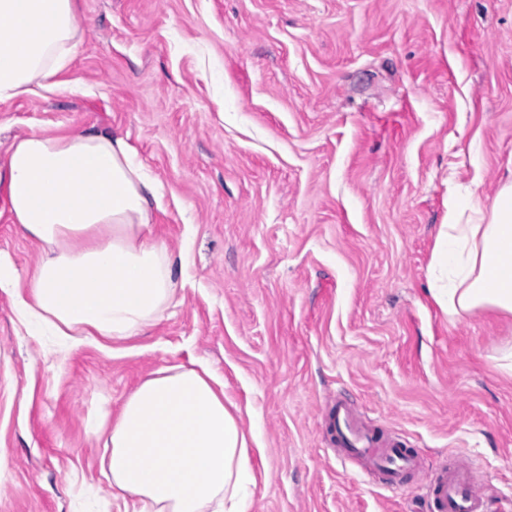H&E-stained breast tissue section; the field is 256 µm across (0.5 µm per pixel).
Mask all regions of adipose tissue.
I'll return each mask as SVG.
<instances>
[{
  "mask_svg": "<svg viewBox=\"0 0 512 512\" xmlns=\"http://www.w3.org/2000/svg\"><path fill=\"white\" fill-rule=\"evenodd\" d=\"M84 31L74 0H0V101L57 86ZM13 223L43 248L30 279L0 258V288H21L19 314L61 351L82 337L121 340L163 319L185 255L155 236L162 184L123 136L104 130L33 132L0 164ZM429 293L449 320L478 310L512 315V182L491 205L448 208L430 265ZM111 451L102 475L127 512H249L256 486L248 449L209 369L163 368L115 418L87 427Z\"/></svg>",
  "mask_w": 512,
  "mask_h": 512,
  "instance_id": "ef3b65f1",
  "label": "adipose tissue"
}]
</instances>
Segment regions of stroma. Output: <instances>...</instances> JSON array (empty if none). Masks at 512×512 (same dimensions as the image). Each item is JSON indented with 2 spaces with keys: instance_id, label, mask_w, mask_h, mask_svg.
Returning <instances> with one entry per match:
<instances>
[{
  "instance_id": "35a3bbf8",
  "label": "stroma",
  "mask_w": 512,
  "mask_h": 512,
  "mask_svg": "<svg viewBox=\"0 0 512 512\" xmlns=\"http://www.w3.org/2000/svg\"><path fill=\"white\" fill-rule=\"evenodd\" d=\"M53 91L0 102L15 137L104 128L164 185L156 233L187 251L169 316L60 354L0 288V512H124L89 422L161 368L205 364L239 408L250 512H426L465 452L512 512V315L449 321L428 292L448 196L512 181V0H77ZM0 257L40 247L0 189ZM352 407L417 449L391 490L336 453Z\"/></svg>"
}]
</instances>
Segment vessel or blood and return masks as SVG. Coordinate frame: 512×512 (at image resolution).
<instances>
[{
  "mask_svg": "<svg viewBox=\"0 0 512 512\" xmlns=\"http://www.w3.org/2000/svg\"><path fill=\"white\" fill-rule=\"evenodd\" d=\"M343 453L359 454L375 468L390 476L391 487L402 485L407 473L416 469L419 456L415 449L399 443L380 445L377 438L362 428L344 406H336L330 416ZM475 465L470 458L456 455L453 464L427 476L432 512H485V501L473 481Z\"/></svg>",
  "mask_w": 512,
  "mask_h": 512,
  "instance_id": "obj_1",
  "label": "vessel or blood"
}]
</instances>
